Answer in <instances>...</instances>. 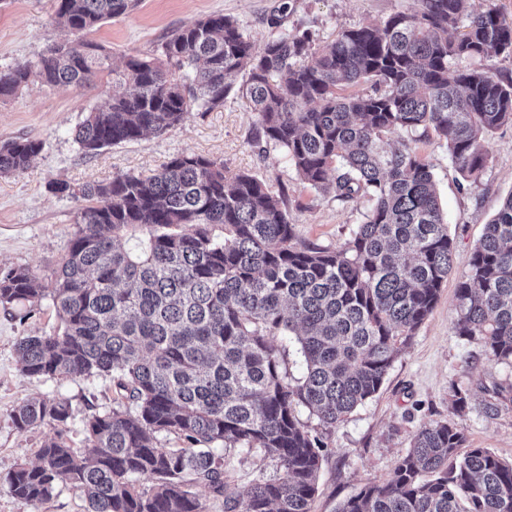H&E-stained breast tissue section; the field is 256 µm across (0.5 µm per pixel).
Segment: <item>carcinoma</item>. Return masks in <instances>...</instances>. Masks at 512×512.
Wrapping results in <instances>:
<instances>
[{
	"label": "carcinoma",
	"mask_w": 512,
	"mask_h": 512,
	"mask_svg": "<svg viewBox=\"0 0 512 512\" xmlns=\"http://www.w3.org/2000/svg\"><path fill=\"white\" fill-rule=\"evenodd\" d=\"M137 4L55 0L71 38L1 69L0 101L33 77L83 89L112 76L124 92L74 131L94 155L224 105L244 71L259 150L283 155L310 187L371 206L331 248L298 239L284 194L201 155L78 190L50 183L79 202L52 287L27 268H0L1 306L32 311L49 296L59 320L56 333L19 341L22 372L110 375L124 402L86 418L84 451L60 435L44 444L37 463L8 475L9 492L35 504L67 481L88 512H204L190 487L221 492L226 456L255 448L277 475L242 499L225 495L224 512H311L324 445L299 413L324 427L342 422L379 392L398 340L433 312L454 243L416 143L443 141L465 180L488 166L485 138L512 123V77L452 64L512 56V18L493 7L473 12L470 0H417L413 11L346 29L322 47L306 32H277L257 51L237 20L218 13L118 72L87 35ZM362 83L371 90H355ZM40 151L35 139L1 143L0 175L25 171ZM124 237L136 248H124ZM455 329L512 366V193L473 248ZM291 334L304 366L293 381L274 345ZM71 415L69 402L39 399L20 405L14 422L64 425ZM168 435L184 446H159ZM465 442L455 425L424 426L395 477L363 487L338 512H512V460L488 448L459 458ZM143 476L154 482L147 492L136 486Z\"/></svg>",
	"instance_id": "obj_1"
}]
</instances>
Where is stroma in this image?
Masks as SVG:
<instances>
[{"instance_id": "obj_1", "label": "stroma", "mask_w": 512, "mask_h": 512, "mask_svg": "<svg viewBox=\"0 0 512 512\" xmlns=\"http://www.w3.org/2000/svg\"><path fill=\"white\" fill-rule=\"evenodd\" d=\"M277 0H139L129 14L109 20L91 32L92 40L110 54L114 69L127 57L158 55L177 29L214 13L237 19L254 48H262ZM416 0H293L282 31L309 32L314 46L335 40L343 30L410 11ZM68 33L55 20V0H0V67L35 60ZM238 74L222 107L190 114L182 124L161 134H148L86 156L73 133L89 109L120 92L115 83L95 88L46 87L32 81L13 98L0 101V143L17 137L41 142L31 166L17 175L0 176V267H25L43 284L68 250L74 231L76 201L52 193L48 185L105 184L119 173L149 174L171 157L192 153L223 160L233 173L248 172L267 180L288 200L289 219L299 238L322 247L344 244L368 209L367 198L336 199L302 183L286 160L262 154L254 143L257 117ZM490 163L477 177L465 180L437 138L420 142L418 150L434 174L441 205L454 242L453 270L432 314L393 362L381 390L333 428L309 419L323 443V459L311 512H337L343 501L369 483L394 477L418 430L443 422L464 429L467 445L488 448L512 459V403L488 411L494 387H512V367L488 359L481 345L461 339L454 326L456 289L467 271L474 245L485 224L512 194V124L502 125L485 140ZM58 326L51 299L34 312L0 307V512H87L88 504L71 484L60 483L54 495L30 504L12 496L4 483L8 473L38 459L40 448L64 435L74 450L85 446L84 420L120 402L111 376L77 375L54 379L22 373L17 344L28 335H49ZM466 389L465 410H455L452 388ZM38 397L67 400L72 417L66 425L47 419L19 429L15 409ZM229 492L242 496L259 479L274 475L273 461L260 451H240L226 460Z\"/></svg>"}]
</instances>
